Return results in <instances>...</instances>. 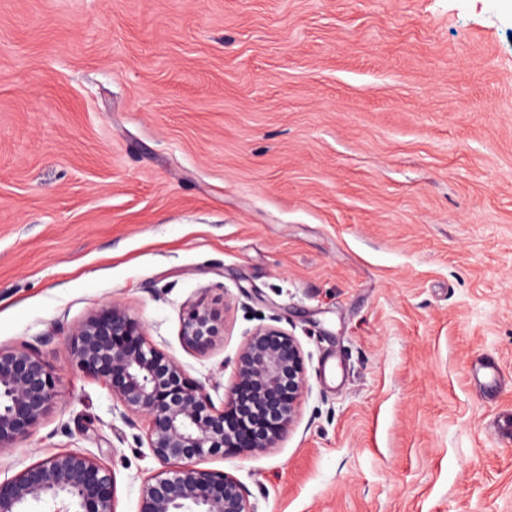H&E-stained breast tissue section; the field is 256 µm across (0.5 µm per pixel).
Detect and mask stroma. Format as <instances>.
Instances as JSON below:
<instances>
[{
  "instance_id": "obj_1",
  "label": "stroma",
  "mask_w": 512,
  "mask_h": 512,
  "mask_svg": "<svg viewBox=\"0 0 512 512\" xmlns=\"http://www.w3.org/2000/svg\"><path fill=\"white\" fill-rule=\"evenodd\" d=\"M115 298L219 410L299 341L278 446L203 463L257 512H512V0H0V345L59 376L0 480L77 448L138 512L147 423L65 346ZM224 331V313L202 300L186 307L181 326V339L191 350L208 349L216 336ZM471 378L484 388L497 386L501 381V371L497 363L489 358H485L472 366L470 370Z\"/></svg>"
}]
</instances>
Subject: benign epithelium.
<instances>
[{"instance_id":"1","label":"benign epithelium","mask_w":512,"mask_h":512,"mask_svg":"<svg viewBox=\"0 0 512 512\" xmlns=\"http://www.w3.org/2000/svg\"><path fill=\"white\" fill-rule=\"evenodd\" d=\"M223 331V312L202 300L186 307L185 347L204 351ZM66 346L75 369L103 378L126 411L148 421L147 448L161 468L144 481L138 512H256L236 476L198 464L265 453L288 433L309 389L295 336L271 325L247 335L221 411L176 359L146 340L119 300L70 327ZM58 394L53 369L32 348L0 346V450L30 433ZM33 501L53 503V512H117L114 476L81 450L61 451L0 480V512H24Z\"/></svg>"}]
</instances>
